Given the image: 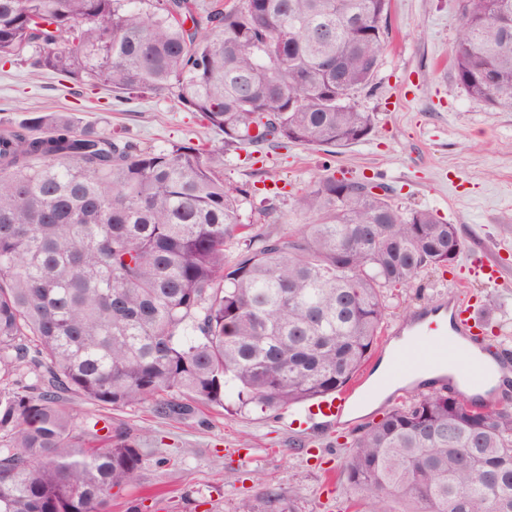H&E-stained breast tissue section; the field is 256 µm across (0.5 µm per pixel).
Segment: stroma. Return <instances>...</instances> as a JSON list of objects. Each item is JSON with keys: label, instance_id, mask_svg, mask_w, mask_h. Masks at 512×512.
<instances>
[{"label": "stroma", "instance_id": "1", "mask_svg": "<svg viewBox=\"0 0 512 512\" xmlns=\"http://www.w3.org/2000/svg\"><path fill=\"white\" fill-rule=\"evenodd\" d=\"M460 0H391L389 45L371 85L353 102L373 114L364 141L327 152L291 143L256 152L226 153L224 179L247 186L241 216L288 233L308 223L298 196L315 178L335 175L386 186L405 209H430L457 226L464 248L449 267L423 272L407 288L387 293L386 325L441 303L453 285H468L485 306L495 350H512V112L473 101L454 76L452 49ZM39 112H70L83 122L135 142L165 148L189 143L213 149L224 136L172 95L124 98L46 73L34 78L25 64L0 67V134ZM495 271L487 282L478 265ZM411 387L336 428L310 423L308 410L275 413L196 408L174 421L153 404L113 410V420L140 433L147 462L117 491L112 512H237L242 500L263 508L266 494L282 512H411L401 499L386 503L362 492L342 474L350 445L363 426L413 401ZM175 456V466L158 465Z\"/></svg>", "mask_w": 512, "mask_h": 512}]
</instances>
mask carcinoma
<instances>
[{
	"label": "carcinoma",
	"mask_w": 512,
	"mask_h": 512,
	"mask_svg": "<svg viewBox=\"0 0 512 512\" xmlns=\"http://www.w3.org/2000/svg\"><path fill=\"white\" fill-rule=\"evenodd\" d=\"M389 0H0V64L93 88L168 92L224 133L143 146L65 112L0 135V512H108L146 462L112 418L152 401L262 412L344 388L371 357L386 292L463 248L456 225L325 174L288 234L241 219L224 153L340 148L389 35ZM472 99L512 111V0H463L453 49ZM243 247L228 255L234 240ZM348 482L421 512H512V407L434 391L362 429Z\"/></svg>",
	"instance_id": "cac0c4a2"
}]
</instances>
